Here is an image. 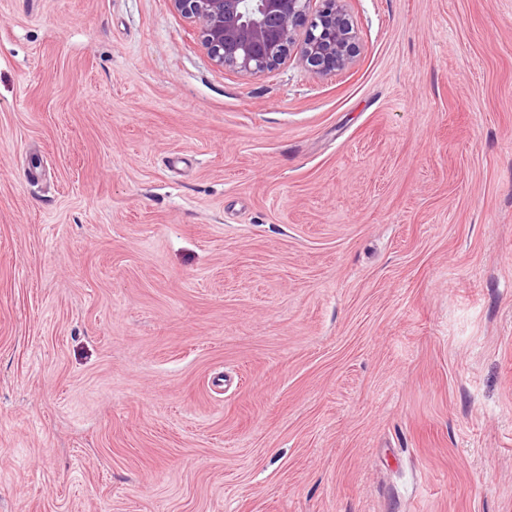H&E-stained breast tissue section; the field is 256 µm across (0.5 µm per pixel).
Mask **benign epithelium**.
I'll return each mask as SVG.
<instances>
[{"label": "benign epithelium", "mask_w": 512, "mask_h": 512, "mask_svg": "<svg viewBox=\"0 0 512 512\" xmlns=\"http://www.w3.org/2000/svg\"><path fill=\"white\" fill-rule=\"evenodd\" d=\"M196 25L219 66L258 73L291 49L305 68L325 75L348 67L358 51L346 0H171Z\"/></svg>", "instance_id": "7a95c632"}]
</instances>
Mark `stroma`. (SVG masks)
Here are the masks:
<instances>
[{
	"mask_svg": "<svg viewBox=\"0 0 512 512\" xmlns=\"http://www.w3.org/2000/svg\"><path fill=\"white\" fill-rule=\"evenodd\" d=\"M346 7L0 0V512H512V0ZM170 1L196 25L201 44L222 67L264 72L295 47L303 67L325 75L348 67L358 51L346 0Z\"/></svg>",
	"mask_w": 512,
	"mask_h": 512,
	"instance_id": "35a3bbf8",
	"label": "stroma"
}]
</instances>
